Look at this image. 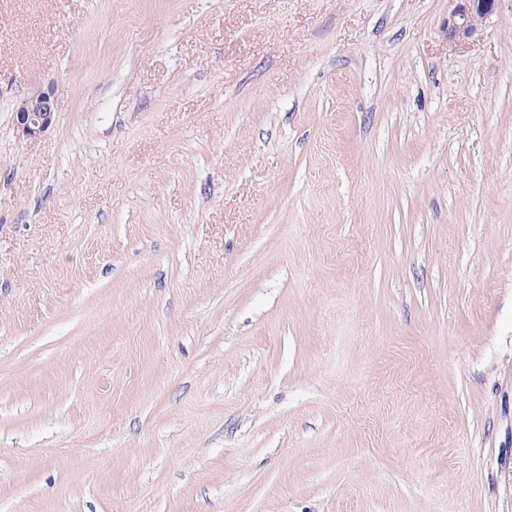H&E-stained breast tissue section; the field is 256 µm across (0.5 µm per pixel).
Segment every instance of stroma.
Masks as SVG:
<instances>
[{"label":"stroma","mask_w":512,"mask_h":512,"mask_svg":"<svg viewBox=\"0 0 512 512\" xmlns=\"http://www.w3.org/2000/svg\"><path fill=\"white\" fill-rule=\"evenodd\" d=\"M449 10L0 0V512H512V0ZM499 0H451L453 8L448 18V43L455 49H465L479 34ZM54 114L55 99L52 92H35L17 105L15 126L23 137L36 139L52 125Z\"/></svg>","instance_id":"1"}]
</instances>
